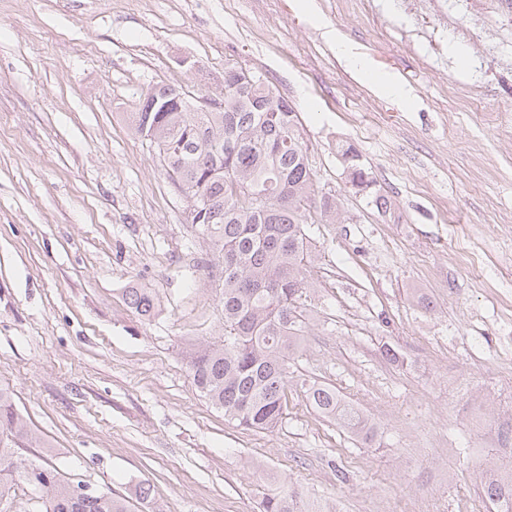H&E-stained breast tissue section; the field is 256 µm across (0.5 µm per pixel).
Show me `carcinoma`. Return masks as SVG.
Listing matches in <instances>:
<instances>
[{
  "label": "carcinoma",
  "mask_w": 512,
  "mask_h": 512,
  "mask_svg": "<svg viewBox=\"0 0 512 512\" xmlns=\"http://www.w3.org/2000/svg\"><path fill=\"white\" fill-rule=\"evenodd\" d=\"M168 85L148 91L131 113L135 134L154 143L163 166L187 186L192 223L205 233L222 263L224 343L190 354L193 382L224 420L251 430L272 431L282 421L290 383L289 363L307 325L306 289L314 279L307 225L331 209L316 193L298 113L267 80L224 83L211 93L214 106L192 110L190 98ZM352 180L370 182L356 149L341 150ZM141 316L152 315L156 298L144 287L126 289ZM322 416L355 433L363 443L376 434L336 390L312 384L305 390ZM33 439L12 396L0 390V473L7 471L46 497V512H130L128 501L106 493H77L55 467L33 466L11 448ZM484 492L497 512H512V470L491 471ZM261 512H332L327 503L288 486L267 493Z\"/></svg>",
  "instance_id": "carcinoma-1"
}]
</instances>
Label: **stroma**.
Segmentation results:
<instances>
[{"instance_id":"35a3bbf8","label":"stroma","mask_w":512,"mask_h":512,"mask_svg":"<svg viewBox=\"0 0 512 512\" xmlns=\"http://www.w3.org/2000/svg\"><path fill=\"white\" fill-rule=\"evenodd\" d=\"M474 9L0 0V389L35 435L16 457L115 497L150 484L133 512H260L288 484L338 512H496L482 485L512 467V0ZM228 66L295 106L335 204L308 227L307 327L271 432L228 423L193 383V346L224 339L221 268L129 127L150 88L216 92ZM135 284L154 315L127 305ZM305 382L335 388L374 444L318 414ZM356 66L361 78L365 82L369 83L376 92L385 96L403 98V90L390 79L386 77L380 78L376 76H371L370 74L372 71L367 69L363 63H356ZM357 150L351 146H348L346 149L341 150V156L346 163V168H353V177L349 180L350 183L354 181H358L360 185H357L356 188L361 192H366L367 189L370 188L372 180L369 179V174L364 170L360 161H356V158H359V155L356 153ZM365 183V184H363ZM126 300L129 307L141 316H150L157 308L155 295L150 288H127Z\"/></svg>"}]
</instances>
